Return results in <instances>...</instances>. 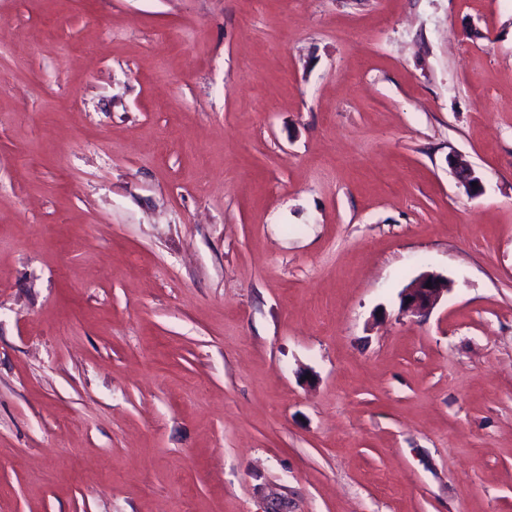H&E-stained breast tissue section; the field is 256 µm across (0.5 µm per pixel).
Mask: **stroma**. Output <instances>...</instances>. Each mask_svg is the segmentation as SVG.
Segmentation results:
<instances>
[{
  "instance_id": "35a3bbf8",
  "label": "stroma",
  "mask_w": 512,
  "mask_h": 512,
  "mask_svg": "<svg viewBox=\"0 0 512 512\" xmlns=\"http://www.w3.org/2000/svg\"><path fill=\"white\" fill-rule=\"evenodd\" d=\"M0 24V512H512V0ZM448 166L466 194L477 196L482 192L481 179L469 163L458 155H450L448 157ZM472 182H477V186H472ZM431 282V287L426 284ZM448 281L439 275L425 273L403 288L401 292L400 309L404 315L412 317L426 316L448 292ZM411 298L410 302L407 299Z\"/></svg>"
}]
</instances>
